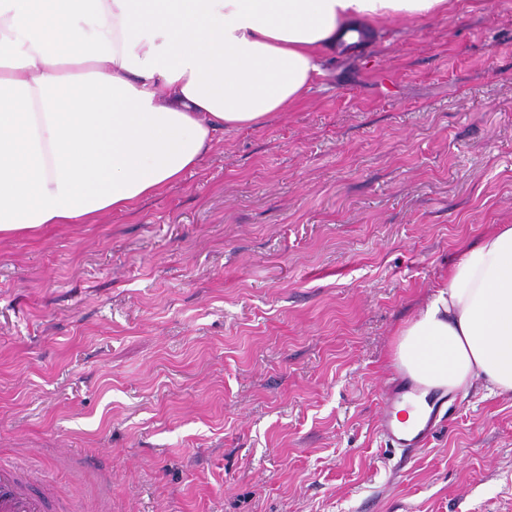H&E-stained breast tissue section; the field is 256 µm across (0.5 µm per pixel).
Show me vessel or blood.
Instances as JSON below:
<instances>
[{
  "label": "vessel or blood",
  "mask_w": 512,
  "mask_h": 512,
  "mask_svg": "<svg viewBox=\"0 0 512 512\" xmlns=\"http://www.w3.org/2000/svg\"><path fill=\"white\" fill-rule=\"evenodd\" d=\"M415 385L403 389H391L384 400L388 412L382 419V432L388 442L403 448H419L426 445L438 423L435 415H428L419 428L409 431L396 425L389 409L403 394L418 393ZM60 504L50 482H42L40 490H33L28 472L14 462L0 459V512H58Z\"/></svg>",
  "instance_id": "1"
}]
</instances>
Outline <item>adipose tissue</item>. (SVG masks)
<instances>
[{
	"mask_svg": "<svg viewBox=\"0 0 512 512\" xmlns=\"http://www.w3.org/2000/svg\"><path fill=\"white\" fill-rule=\"evenodd\" d=\"M447 0H0V235L89 224L156 196L216 131L257 125L322 76L321 57ZM396 361L447 392L512 394V225L481 235Z\"/></svg>",
	"mask_w": 512,
	"mask_h": 512,
	"instance_id": "ef3b65f1",
	"label": "adipose tissue"
}]
</instances>
